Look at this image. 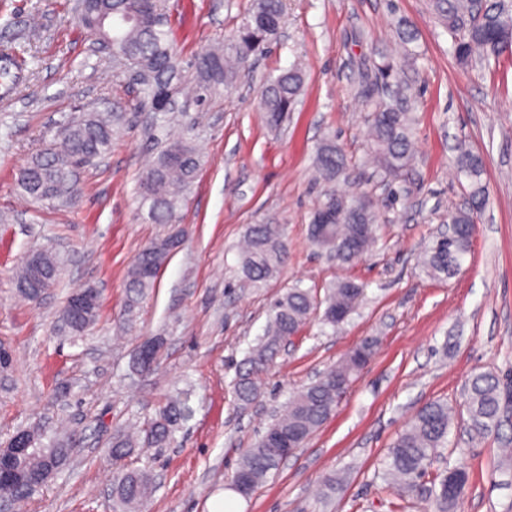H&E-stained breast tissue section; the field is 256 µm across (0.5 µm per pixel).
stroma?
Returning a JSON list of instances; mask_svg holds the SVG:
<instances>
[{"mask_svg":"<svg viewBox=\"0 0 512 512\" xmlns=\"http://www.w3.org/2000/svg\"><path fill=\"white\" fill-rule=\"evenodd\" d=\"M250 0H167L172 37L185 69L176 111L165 126L135 111L140 87L108 53L95 52L75 0H0V446L23 429L42 443L62 438L68 465L18 512H115L114 429L145 423L176 389L192 386L193 413L171 443L125 461L149 469L155 491L141 512H209L231 493L237 465L288 399L362 341L365 367L332 415L249 497L239 512H429L421 497L384 487L396 438L427 403L456 409L434 469L465 464L461 512H512V410L499 430H471L463 406L470 377L497 375L512 390V55L491 68L457 63L428 0H285L281 30L248 75L196 100L187 63L223 46ZM393 63L389 84L375 67ZM299 67L304 82L280 128L260 110L267 78ZM405 103L413 158L391 181L372 162L371 118ZM90 112L121 113L112 147L78 170L65 202L35 201L20 169L55 145ZM172 132L192 141L201 165L181 205L180 247L136 309L125 315L126 281L140 249L167 234L146 219L137 182ZM348 159L344 179L316 172L324 140ZM483 157L489 201L476 216L471 253L447 279L425 275L420 260L464 207L455 173L458 149ZM330 193L367 195L378 239L351 266L327 260L309 242L312 212ZM286 228L287 265L263 284L240 272L247 225ZM36 251L55 254L58 281L39 302L21 298L14 276ZM339 277L361 283L364 298L339 327L311 319L259 379L260 395L238 403L236 365L267 324L270 302L287 288L325 291ZM101 296L95 324L71 333L62 310L76 289ZM162 337L157 366L135 373L143 339ZM333 474L345 482L323 494Z\"/></svg>","mask_w":512,"mask_h":512,"instance_id":"1","label":"stroma"}]
</instances>
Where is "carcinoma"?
I'll list each match as a JSON object with an SVG mask.
<instances>
[{"label":"carcinoma","mask_w":512,"mask_h":512,"mask_svg":"<svg viewBox=\"0 0 512 512\" xmlns=\"http://www.w3.org/2000/svg\"><path fill=\"white\" fill-rule=\"evenodd\" d=\"M430 6L452 40L453 53L461 65L478 60L489 66L499 62L512 41V0H430ZM283 0H252L246 16L221 51L205 50L194 61L197 100L204 102L219 87L233 83L237 70L250 59L265 53L273 37L272 25H281ZM83 27L101 32L112 41V53L133 62L142 78L143 99L147 103L165 94L171 110L178 92L174 79L180 61L174 49L166 19L165 0H95L81 20ZM303 82L301 71L290 69L270 78L265 86L261 111L266 123L276 126L294 106ZM412 121L408 113L386 107L372 116V149L380 172L396 179L412 159ZM110 120L90 116L68 125L60 145L35 158L19 172L18 184L35 199H62L71 194L72 166H86L105 155L111 145ZM200 167L198 150L185 138L167 142L138 183L142 204L148 205L147 219L153 224H175L179 219L181 195L194 183ZM456 167L468 180L469 207L448 214L452 222L447 239H436L427 251L423 266L437 279L458 271L471 251L474 214L486 204V187L482 181L483 158L462 150ZM348 161L332 142L317 149L316 170L327 181L345 175ZM345 205L346 216L338 224H326L321 236L310 231L315 248L326 253L340 266H349L365 254L375 242L378 216L370 199L347 198L330 194L319 209ZM176 237L157 238L138 253L127 279L126 314H132L145 293L154 287L157 273L175 249ZM288 259V240L280 224H251L245 235L240 267L242 274L258 284L273 278ZM56 281L59 264L47 252L27 258L15 284L19 294L29 301L38 297V280L42 275ZM364 288L344 278L336 281L320 297L310 289L293 287L274 300L269 319L261 336L239 365L233 382L234 393L243 404L259 395L257 380L264 374L284 343L292 340L314 315L333 326L346 321L358 307ZM99 307L78 316L63 310L67 325L82 334L96 321ZM373 344L366 340L353 348L335 367L297 392L286 410L271 422L253 447L243 454L233 483H244L237 494L248 497L275 469L280 459L278 448H301L332 414L341 393L338 385L350 383L372 355ZM160 409L144 429L142 444L146 448L170 443L175 426L188 417L189 392ZM464 406L471 427L478 432L499 429L505 415L504 391L499 377L487 373L473 375L464 391ZM453 410L446 402L432 401L416 414L398 436L385 462L383 480L396 491L428 499L432 512H458L469 474L458 465L446 468L431 481H425L428 469L445 447L453 424ZM136 447L129 435L119 429L112 435L110 454L116 463L130 456ZM41 458L26 461L21 477L0 485V498L18 501L29 496L27 482L41 468ZM154 479L147 470H130L117 475L113 483L116 502L126 509L144 505L151 496Z\"/></svg>","instance_id":"cac0c4a2"}]
</instances>
